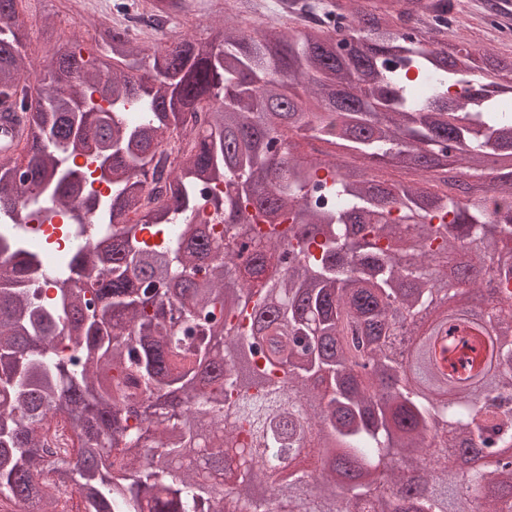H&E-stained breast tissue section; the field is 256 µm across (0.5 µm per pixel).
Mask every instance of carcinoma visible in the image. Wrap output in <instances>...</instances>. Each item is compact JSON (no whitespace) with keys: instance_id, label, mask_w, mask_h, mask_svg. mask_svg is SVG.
I'll return each instance as SVG.
<instances>
[{"instance_id":"cac0c4a2","label":"carcinoma","mask_w":512,"mask_h":512,"mask_svg":"<svg viewBox=\"0 0 512 512\" xmlns=\"http://www.w3.org/2000/svg\"><path fill=\"white\" fill-rule=\"evenodd\" d=\"M305 8L249 30L228 9L224 30L150 49L103 24L109 59L61 41L40 88L0 31L27 133L0 151L1 498L55 512L50 469L85 512H512V296L414 329L512 284V57L452 29L457 0ZM79 156L110 198L86 197ZM216 184L217 233L194 221ZM40 196L45 220L72 215L52 271L21 235ZM55 414L79 430L73 462L40 451ZM461 453L477 467L459 479Z\"/></svg>"}]
</instances>
